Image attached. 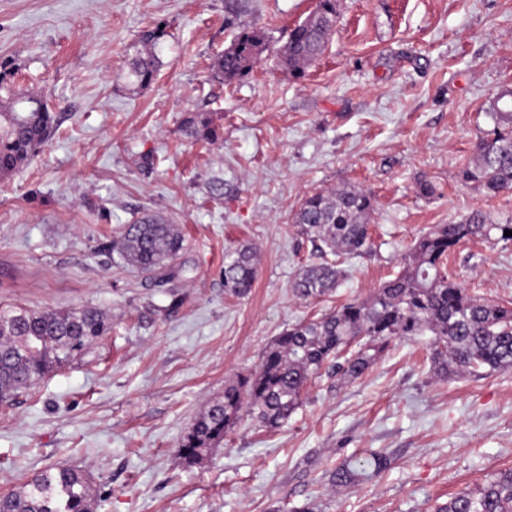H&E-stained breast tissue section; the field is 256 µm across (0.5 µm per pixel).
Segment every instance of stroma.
Wrapping results in <instances>:
<instances>
[{"mask_svg":"<svg viewBox=\"0 0 512 512\" xmlns=\"http://www.w3.org/2000/svg\"><path fill=\"white\" fill-rule=\"evenodd\" d=\"M316 0H0L6 91L41 95L53 137L0 180V307L98 309L110 332L70 364L0 403V495L65 464L90 478L94 512H432L512 467V369L437 374L427 337L397 340L359 378L312 383L271 430L247 419L201 461L178 444L225 385L257 370L301 319L368 300L429 227L478 214L512 224V192L461 173L512 90V0H338L320 59L295 79L276 64ZM268 49L245 77L214 78L241 26ZM163 28L144 90L127 62ZM209 114L220 139L182 129ZM232 185L216 196L213 180ZM432 195H422L421 183ZM352 184L375 198L369 248L343 256L332 297L298 299L319 260L292 222L311 192ZM179 225L170 280L139 273L126 225ZM252 245L251 292L224 291V253ZM448 271L470 295L512 305V242L457 248ZM388 468L334 487L341 463Z\"/></svg>","mask_w":512,"mask_h":512,"instance_id":"35a3bbf8","label":"stroma"}]
</instances>
